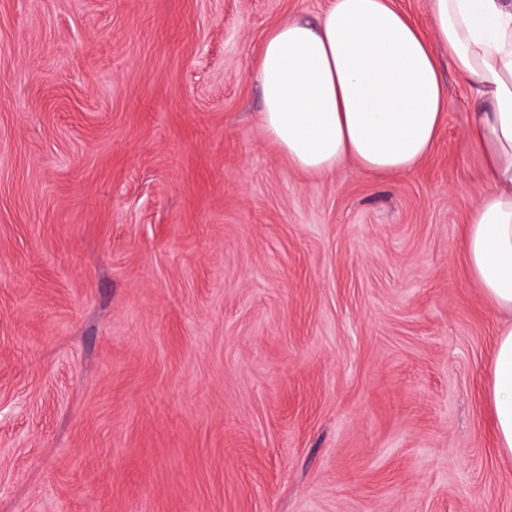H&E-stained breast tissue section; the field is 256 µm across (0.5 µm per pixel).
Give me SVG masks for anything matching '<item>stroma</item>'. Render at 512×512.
Wrapping results in <instances>:
<instances>
[{"mask_svg":"<svg viewBox=\"0 0 512 512\" xmlns=\"http://www.w3.org/2000/svg\"><path fill=\"white\" fill-rule=\"evenodd\" d=\"M329 0H0V512H512L470 89L305 174L253 65Z\"/></svg>","mask_w":512,"mask_h":512,"instance_id":"obj_1","label":"stroma"}]
</instances>
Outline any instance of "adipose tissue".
<instances>
[{"mask_svg": "<svg viewBox=\"0 0 512 512\" xmlns=\"http://www.w3.org/2000/svg\"><path fill=\"white\" fill-rule=\"evenodd\" d=\"M433 37L394 0H332L310 25L286 19L262 42L255 77L263 125L297 170L344 160L381 174L412 170L446 120L439 43L477 108L468 139L490 190L463 240L470 273L512 313V0H431ZM487 397L493 446L512 454V328L500 332Z\"/></svg>", "mask_w": 512, "mask_h": 512, "instance_id": "1", "label": "adipose tissue"}]
</instances>
